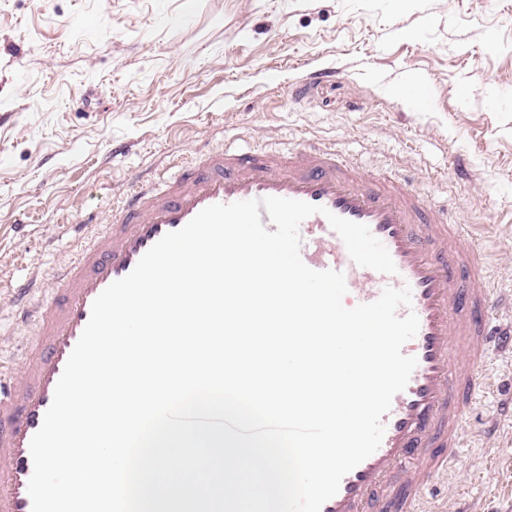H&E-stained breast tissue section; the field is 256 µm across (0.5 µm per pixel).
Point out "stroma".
Listing matches in <instances>:
<instances>
[{
	"label": "stroma",
	"mask_w": 512,
	"mask_h": 512,
	"mask_svg": "<svg viewBox=\"0 0 512 512\" xmlns=\"http://www.w3.org/2000/svg\"><path fill=\"white\" fill-rule=\"evenodd\" d=\"M315 67L334 79L308 81ZM0 280L50 287L73 224L196 149L332 141L448 201L512 291V0H0ZM0 288V361L26 327ZM468 410L445 484L512 512V419Z\"/></svg>",
	"instance_id": "obj_1"
}]
</instances>
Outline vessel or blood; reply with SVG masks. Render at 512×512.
Wrapping results in <instances>:
<instances>
[{"mask_svg":"<svg viewBox=\"0 0 512 512\" xmlns=\"http://www.w3.org/2000/svg\"><path fill=\"white\" fill-rule=\"evenodd\" d=\"M268 196L325 207L300 225V256L311 269L345 276L349 305L375 301L385 287H410L419 330L403 347L416 357L406 389L383 415L379 448L346 474L321 512H440L426 488L447 477L463 440L464 413L494 387L492 354L512 352V319L495 324L499 290L487 275L486 248L465 225L410 186L407 177H370L336 144L196 153L161 182L135 186L111 224L78 225L79 248L44 295L34 279L15 281L19 324L38 343L21 378L0 365V512H32L30 441L41 427L56 384L87 325L97 296L127 276L166 233L213 204ZM366 224L388 249L397 272L357 265L326 215Z\"/></svg>","mask_w":512,"mask_h":512,"instance_id":"b4317fda","label":"vessel or blood"}]
</instances>
